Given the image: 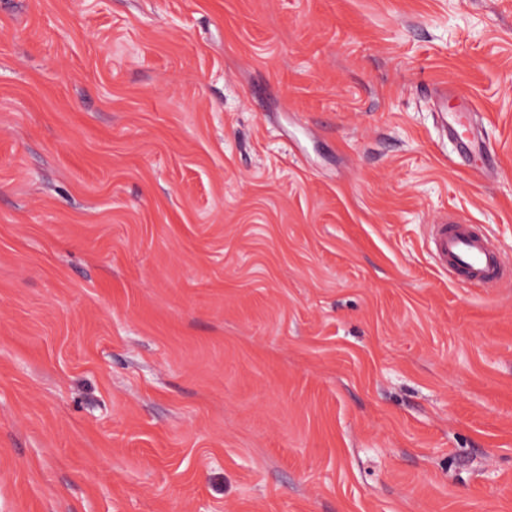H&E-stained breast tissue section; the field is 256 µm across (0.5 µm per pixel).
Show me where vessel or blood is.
<instances>
[{
	"mask_svg": "<svg viewBox=\"0 0 512 512\" xmlns=\"http://www.w3.org/2000/svg\"><path fill=\"white\" fill-rule=\"evenodd\" d=\"M444 127L449 137L458 143L467 159H479L482 168H489L497 157L487 146L480 132L471 123L468 100H461L456 111L443 114ZM434 256L460 282L484 287L500 284L501 265L493 255L489 242L467 224H439L431 232Z\"/></svg>",
	"mask_w": 512,
	"mask_h": 512,
	"instance_id": "vessel-or-blood-1",
	"label": "vessel or blood"
}]
</instances>
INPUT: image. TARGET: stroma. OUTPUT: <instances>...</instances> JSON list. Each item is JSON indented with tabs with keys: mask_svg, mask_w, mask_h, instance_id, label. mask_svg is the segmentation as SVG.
I'll list each match as a JSON object with an SVG mask.
<instances>
[{
	"mask_svg": "<svg viewBox=\"0 0 512 512\" xmlns=\"http://www.w3.org/2000/svg\"><path fill=\"white\" fill-rule=\"evenodd\" d=\"M453 220L512 269V0H0V512H512ZM448 137L458 142L460 153L470 162L476 157L480 159L481 169L487 175L489 166L497 157V152L487 146L480 137V132L471 123L469 102L462 97L456 112L440 113ZM490 170H495L494 165Z\"/></svg>",
	"mask_w": 512,
	"mask_h": 512,
	"instance_id": "35a3bbf8",
	"label": "stroma"
}]
</instances>
